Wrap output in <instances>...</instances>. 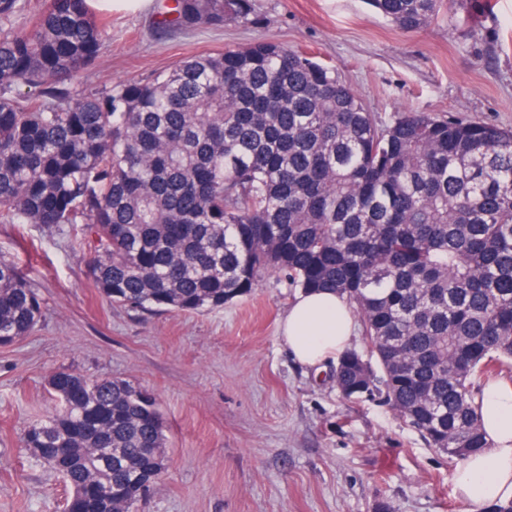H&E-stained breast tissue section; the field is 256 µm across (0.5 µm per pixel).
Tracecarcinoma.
I'll return each mask as SVG.
<instances>
[{
    "label": "carcinoma",
    "mask_w": 512,
    "mask_h": 512,
    "mask_svg": "<svg viewBox=\"0 0 512 512\" xmlns=\"http://www.w3.org/2000/svg\"><path fill=\"white\" fill-rule=\"evenodd\" d=\"M369 4L411 32L442 0ZM24 9L0 0V224L76 227L93 286L132 311L222 308L269 272L331 289L368 346L331 366L339 392L379 396L456 465L486 447L481 380L512 382V129L415 111L381 126L335 68L264 42L87 93L104 48L87 0L21 28ZM226 19L253 23L250 0H173L159 26ZM41 316L0 253V346ZM48 392L24 448L80 512H130L168 467L157 400L69 368Z\"/></svg>",
    "instance_id": "carcinoma-1"
}]
</instances>
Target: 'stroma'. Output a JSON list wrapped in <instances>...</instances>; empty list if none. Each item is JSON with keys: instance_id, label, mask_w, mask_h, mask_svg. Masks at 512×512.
I'll use <instances>...</instances> for the list:
<instances>
[{"instance_id": "stroma-1", "label": "stroma", "mask_w": 512, "mask_h": 512, "mask_svg": "<svg viewBox=\"0 0 512 512\" xmlns=\"http://www.w3.org/2000/svg\"><path fill=\"white\" fill-rule=\"evenodd\" d=\"M164 2L104 13L88 88L268 42L336 67L378 122L413 110L512 128V0H444L414 32L366 0H252L253 24L161 34ZM71 238L67 227L0 225V251L44 300L36 331L0 347V512H63V482L20 443L62 367L158 399L169 470L143 512H468L456 466L390 406L343 398L325 369L288 353L279 325L298 291L278 275L221 309L140 314L99 295Z\"/></svg>"}]
</instances>
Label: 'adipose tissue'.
Instances as JSON below:
<instances>
[{
    "instance_id": "adipose-tissue-1",
    "label": "adipose tissue",
    "mask_w": 512,
    "mask_h": 512,
    "mask_svg": "<svg viewBox=\"0 0 512 512\" xmlns=\"http://www.w3.org/2000/svg\"><path fill=\"white\" fill-rule=\"evenodd\" d=\"M353 326L350 306L336 293L303 291L281 324V340L299 362L317 368L346 349ZM480 412L488 446L457 471V487L472 512L512 499V385L483 388Z\"/></svg>"
}]
</instances>
